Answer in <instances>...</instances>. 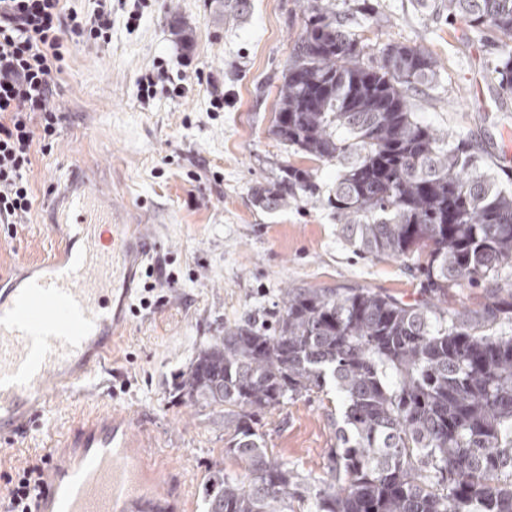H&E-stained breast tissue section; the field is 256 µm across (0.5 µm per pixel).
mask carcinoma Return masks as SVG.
I'll return each mask as SVG.
<instances>
[{"label":"carcinoma","mask_w":512,"mask_h":512,"mask_svg":"<svg viewBox=\"0 0 512 512\" xmlns=\"http://www.w3.org/2000/svg\"><path fill=\"white\" fill-rule=\"evenodd\" d=\"M483 39L512 37V0H448ZM307 16L279 89L272 134L285 149L336 162L328 205L340 237L412 262L420 297L369 288H285L274 326L224 328L177 391L224 408V456L205 512H512V192L454 135L417 119L409 92L437 76L428 51L387 44L377 64L336 12ZM512 92V47L495 67ZM292 164L254 190L276 210L315 194ZM427 258L416 257L418 247ZM493 282L478 311L448 289ZM331 390L341 407L324 478L303 479L266 447L262 416Z\"/></svg>","instance_id":"obj_1"}]
</instances>
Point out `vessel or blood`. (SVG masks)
<instances>
[{
	"mask_svg": "<svg viewBox=\"0 0 512 512\" xmlns=\"http://www.w3.org/2000/svg\"><path fill=\"white\" fill-rule=\"evenodd\" d=\"M46 221L90 238L85 216L98 202L112 221V189L80 167L50 187ZM146 237L128 230L116 247L95 251L64 246L56 257L24 263L0 292V438L21 435L50 391L74 393L102 365L120 328L113 292L130 293ZM48 465L33 495L35 512H187L169 472L151 468L133 417L109 408L72 420L48 448Z\"/></svg>",
	"mask_w": 512,
	"mask_h": 512,
	"instance_id": "b4317fda",
	"label": "vessel or blood"
}]
</instances>
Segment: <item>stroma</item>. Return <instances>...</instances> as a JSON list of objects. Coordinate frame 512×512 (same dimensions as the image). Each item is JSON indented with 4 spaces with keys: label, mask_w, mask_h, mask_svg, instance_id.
Returning <instances> with one entry per match:
<instances>
[{
    "label": "stroma",
    "mask_w": 512,
    "mask_h": 512,
    "mask_svg": "<svg viewBox=\"0 0 512 512\" xmlns=\"http://www.w3.org/2000/svg\"><path fill=\"white\" fill-rule=\"evenodd\" d=\"M372 52L385 44L417 45L437 56L435 83L411 95L418 118L449 130L512 188V94L494 71L491 41L474 37L448 0H327ZM237 16L230 0H112V38L74 45L58 77L63 115L28 174L35 198L28 223L0 224V278L24 260H47L61 239L43 223L48 187L69 168L104 175L117 220L136 213L154 249L147 262L167 287L148 289L137 274L125 326L86 393L88 408L135 410L145 445L203 512L209 471L241 465L224 455V410L181 398L179 375L225 326L272 325L285 288L358 286L403 301L420 285L401 261L363 254L342 243L327 198L336 165L287 152L272 133L275 103L294 41L304 25L303 0H248ZM379 20L367 27L363 14ZM179 19L181 34L170 22ZM168 76L144 99L141 76ZM223 108L211 105L213 96ZM309 170L313 197L268 210L253 188L276 179L283 164ZM339 402L324 392L288 402L265 419L270 454L305 477L327 471L336 442L331 414ZM75 407L68 395L47 404L12 440L0 439V473L42 455L49 433H61Z\"/></svg>",
    "instance_id": "stroma-1"
}]
</instances>
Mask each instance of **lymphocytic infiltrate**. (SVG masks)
Listing matches in <instances>:
<instances>
[{
    "label": "lymphocytic infiltrate",
    "mask_w": 512,
    "mask_h": 512,
    "mask_svg": "<svg viewBox=\"0 0 512 512\" xmlns=\"http://www.w3.org/2000/svg\"><path fill=\"white\" fill-rule=\"evenodd\" d=\"M112 11L90 17L67 13L62 0H0V224H24L34 197L27 174L35 146L53 139L60 120L54 79L63 70L68 42L108 43ZM47 457L4 474L7 494L0 512H29L31 493Z\"/></svg>",
    "instance_id": "1"
}]
</instances>
